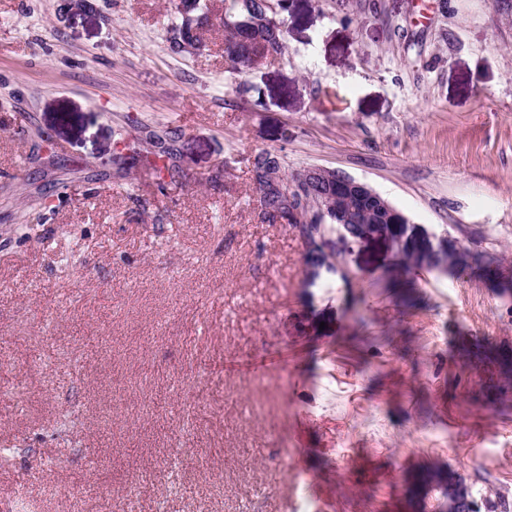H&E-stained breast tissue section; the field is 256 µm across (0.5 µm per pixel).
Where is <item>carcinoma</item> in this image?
<instances>
[{
  "mask_svg": "<svg viewBox=\"0 0 512 512\" xmlns=\"http://www.w3.org/2000/svg\"><path fill=\"white\" fill-rule=\"evenodd\" d=\"M212 11L208 0H191L184 4L178 21L171 25L170 49L175 53L190 52L204 46L201 32L211 25ZM224 27V52L235 69L248 66L265 57L263 40L270 44L277 55L286 49V39L275 12L263 0H224V15L219 17ZM283 166L282 159L269 151L250 156L249 168L259 194L261 220L269 224H301L296 214L297 205L289 200L270 171Z\"/></svg>",
  "mask_w": 512,
  "mask_h": 512,
  "instance_id": "carcinoma-1",
  "label": "carcinoma"
}]
</instances>
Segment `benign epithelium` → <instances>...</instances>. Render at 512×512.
<instances>
[{"mask_svg": "<svg viewBox=\"0 0 512 512\" xmlns=\"http://www.w3.org/2000/svg\"><path fill=\"white\" fill-rule=\"evenodd\" d=\"M317 182L328 187L320 198L301 199V204L312 207L319 214L335 213L330 228L343 240L349 238L368 240L384 239L397 251L413 253V262L422 269L440 274L460 272L471 267L476 255L457 237L447 231L438 232L422 224L414 223L407 215L395 208L368 184L335 170L323 167H308L292 181H282L284 189L293 191L307 182ZM369 204V218L394 220L389 224L350 223L353 205ZM298 228L307 250L321 257L323 265L333 268L340 265L337 258H328L318 249L322 231L313 229L310 224H300Z\"/></svg>", "mask_w": 512, "mask_h": 512, "instance_id": "benign-epithelium-1", "label": "benign epithelium"}]
</instances>
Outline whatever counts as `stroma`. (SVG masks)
I'll return each instance as SVG.
<instances>
[{
    "instance_id": "obj_1",
    "label": "stroma",
    "mask_w": 512,
    "mask_h": 512,
    "mask_svg": "<svg viewBox=\"0 0 512 512\" xmlns=\"http://www.w3.org/2000/svg\"><path fill=\"white\" fill-rule=\"evenodd\" d=\"M174 17L0 0V512H283L301 477L321 512H512V295L329 230L310 274L248 168L512 262V0H289L239 71Z\"/></svg>"
}]
</instances>
